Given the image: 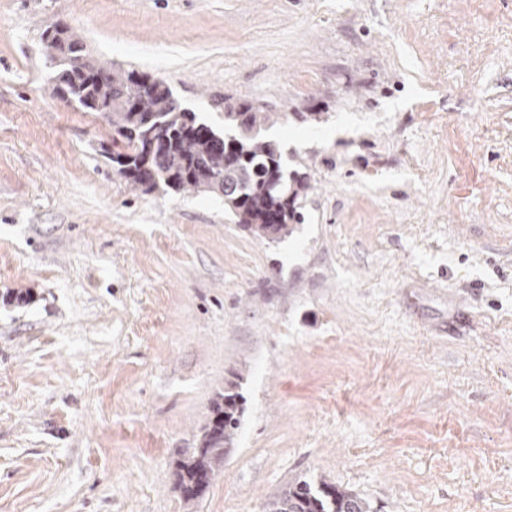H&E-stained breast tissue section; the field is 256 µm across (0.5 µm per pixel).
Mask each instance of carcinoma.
<instances>
[{
    "mask_svg": "<svg viewBox=\"0 0 512 512\" xmlns=\"http://www.w3.org/2000/svg\"><path fill=\"white\" fill-rule=\"evenodd\" d=\"M42 41L52 69L50 82L62 99L87 112L98 104L116 137L112 139V168L134 186L148 190L164 186L174 191L193 189L224 196V206L244 230L259 240H280L300 223V204L308 184L288 174L276 145L260 138L261 129L277 122L279 113L252 105L227 107L224 120L234 128L226 136L184 109L165 80L134 71H105L88 56L82 41L70 30L51 26ZM158 140L156 155L142 153L147 136ZM238 395L220 393L212 411L225 417L227 430L213 436L208 454L177 463L178 483L193 485L197 498L206 488L202 477L217 474L224 462V442H233L239 426ZM266 512H370L361 497L323 483L315 488L293 481L266 506Z\"/></svg>",
    "mask_w": 512,
    "mask_h": 512,
    "instance_id": "cac0c4a2",
    "label": "carcinoma"
}]
</instances>
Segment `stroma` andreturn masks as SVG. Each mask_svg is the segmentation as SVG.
<instances>
[{
	"label": "stroma",
	"mask_w": 512,
	"mask_h": 512,
	"mask_svg": "<svg viewBox=\"0 0 512 512\" xmlns=\"http://www.w3.org/2000/svg\"><path fill=\"white\" fill-rule=\"evenodd\" d=\"M57 21L216 131L221 98L281 112L292 235L117 175L52 90ZM298 478L512 512V0H0V512H263ZM238 394L219 393L215 398L212 411L221 415L223 419L222 429L213 436V441L207 455L198 456L194 453L191 457L180 460L177 463L178 485H194L196 491L186 496L187 500L197 498L206 488L208 483L201 481L207 473V479L211 480L220 470L224 462V423L228 429L227 440L232 444L236 430L239 426L240 405L237 401ZM209 480V482H210Z\"/></svg>",
	"instance_id": "obj_1"
}]
</instances>
